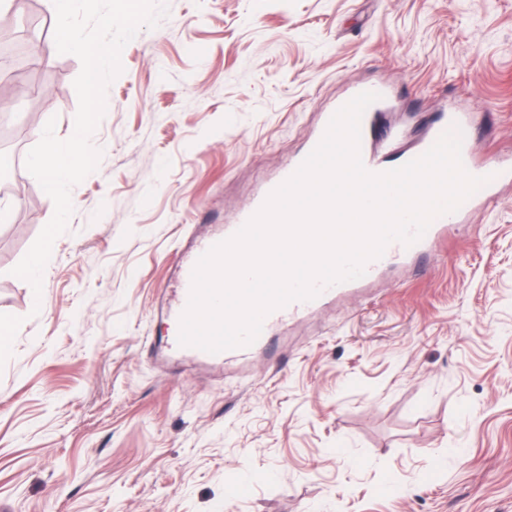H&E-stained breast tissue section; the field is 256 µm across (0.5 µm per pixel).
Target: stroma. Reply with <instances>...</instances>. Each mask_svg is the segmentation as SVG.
Masks as SVG:
<instances>
[{"instance_id":"35a3bbf8","label":"stroma","mask_w":512,"mask_h":512,"mask_svg":"<svg viewBox=\"0 0 512 512\" xmlns=\"http://www.w3.org/2000/svg\"><path fill=\"white\" fill-rule=\"evenodd\" d=\"M168 5L121 52L41 308L11 270L54 204L23 167L24 201L0 198V512H512V188L247 365L169 357L153 313L186 226L249 204L360 83L390 88L387 159L449 106L480 161L512 155V0ZM40 60L43 97L0 100L29 148L78 107L79 59Z\"/></svg>"}]
</instances>
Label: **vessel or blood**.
<instances>
[{"instance_id": "vessel-or-blood-1", "label": "vessel or blood", "mask_w": 512, "mask_h": 512, "mask_svg": "<svg viewBox=\"0 0 512 512\" xmlns=\"http://www.w3.org/2000/svg\"><path fill=\"white\" fill-rule=\"evenodd\" d=\"M366 90L377 93L378 99L365 110L361 119L360 155L368 171L381 173L388 171L390 165L371 149L370 144L373 127L389 99V91L387 86L381 83H371L365 87L358 85L354 88L355 93L358 94ZM452 128L458 129L462 136L461 160L465 170L471 175L484 178L485 183L468 197L458 210L435 218L419 241L408 247L397 241L391 242L380 258L367 262L366 271L362 277L325 287L312 300L294 301L272 311L265 317L259 337L250 345L219 353H209L195 347L180 346L177 340L173 339L169 342L170 349L178 356L214 366L223 365L225 361L232 359L247 358L257 350L266 347L277 329L302 319L342 295L367 287L393 267L426 259L433 249L446 242L449 231L460 224L467 213L479 209L497 194L500 187L512 183L511 159H499L491 164L476 160L472 149L476 128L470 114L466 112L451 110L433 121L428 135L416 147L404 154V161H411L424 154L444 132ZM301 163L302 160L298 157L289 160L247 206L234 214L229 224L206 236L192 240L187 254L181 257L177 264L175 302L169 306L166 312L167 317L177 319L183 313L190 294L191 274L199 258L212 246L228 239L245 225L260 209L268 195L287 180Z\"/></svg>"}]
</instances>
